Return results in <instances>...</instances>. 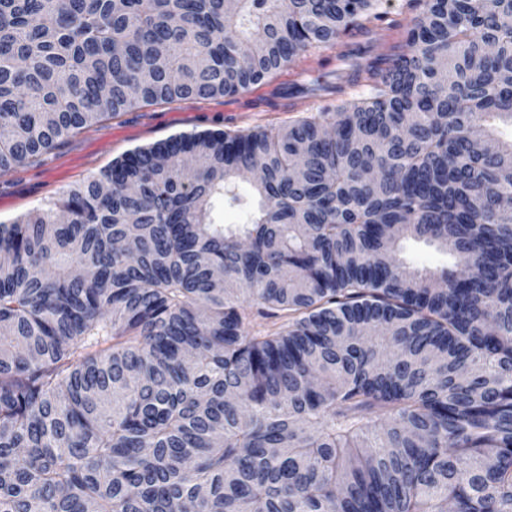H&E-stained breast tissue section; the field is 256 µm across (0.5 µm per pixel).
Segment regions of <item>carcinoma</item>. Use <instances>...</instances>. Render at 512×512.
I'll list each match as a JSON object with an SVG mask.
<instances>
[{
  "label": "carcinoma",
  "instance_id": "carcinoma-1",
  "mask_svg": "<svg viewBox=\"0 0 512 512\" xmlns=\"http://www.w3.org/2000/svg\"><path fill=\"white\" fill-rule=\"evenodd\" d=\"M374 2L0 0V172L397 31L363 97L0 223V512H512V0ZM402 257L410 264L428 270L440 269L448 265V255L433 245L408 241L404 244Z\"/></svg>",
  "mask_w": 512,
  "mask_h": 512
}]
</instances>
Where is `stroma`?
<instances>
[{"label": "stroma", "instance_id": "obj_1", "mask_svg": "<svg viewBox=\"0 0 512 512\" xmlns=\"http://www.w3.org/2000/svg\"><path fill=\"white\" fill-rule=\"evenodd\" d=\"M285 78L233 96L184 99L143 106L64 138L38 161L0 172V222L7 223L62 198L68 190L109 168L128 151L179 134L204 130H274L317 107L314 99L288 111L280 90Z\"/></svg>", "mask_w": 512, "mask_h": 512}]
</instances>
